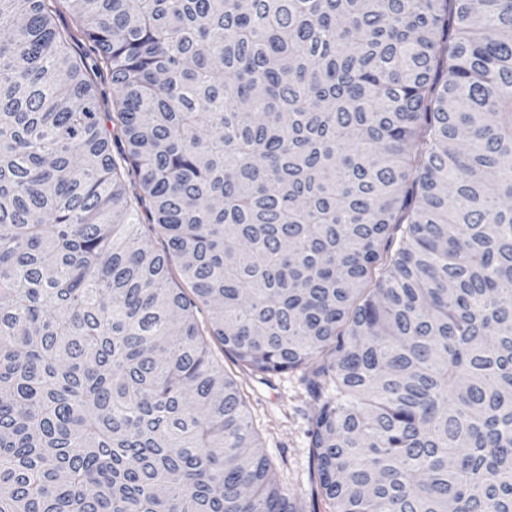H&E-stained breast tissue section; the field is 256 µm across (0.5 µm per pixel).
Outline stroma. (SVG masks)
Returning <instances> with one entry per match:
<instances>
[{
  "label": "stroma",
  "instance_id": "stroma-1",
  "mask_svg": "<svg viewBox=\"0 0 512 512\" xmlns=\"http://www.w3.org/2000/svg\"><path fill=\"white\" fill-rule=\"evenodd\" d=\"M247 408L282 486L297 503L310 506L315 487L309 458L308 417L313 400L301 372L241 381Z\"/></svg>",
  "mask_w": 512,
  "mask_h": 512
}]
</instances>
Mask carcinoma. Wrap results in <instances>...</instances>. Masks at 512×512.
I'll use <instances>...</instances> for the list:
<instances>
[{
  "label": "carcinoma",
  "mask_w": 512,
  "mask_h": 512,
  "mask_svg": "<svg viewBox=\"0 0 512 512\" xmlns=\"http://www.w3.org/2000/svg\"><path fill=\"white\" fill-rule=\"evenodd\" d=\"M213 344L328 512H512V0H0V512H303ZM247 408L282 486L306 510L315 487L310 467L308 417L313 400L300 371L241 378Z\"/></svg>",
  "instance_id": "obj_1"
}]
</instances>
